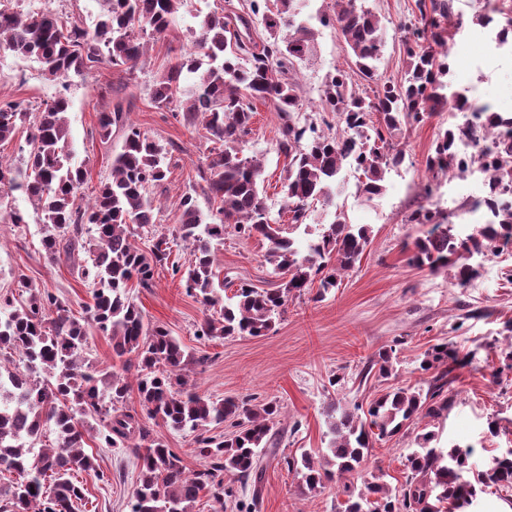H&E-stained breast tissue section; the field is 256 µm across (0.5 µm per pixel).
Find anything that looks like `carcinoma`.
Masks as SVG:
<instances>
[{"mask_svg": "<svg viewBox=\"0 0 512 512\" xmlns=\"http://www.w3.org/2000/svg\"><path fill=\"white\" fill-rule=\"evenodd\" d=\"M94 27L67 25L49 9L39 12L0 9V47L20 58L35 59L45 79L67 81L92 64L136 66L146 55L143 35L164 38L185 0H98ZM307 0H250V14L210 11L197 14L192 49L175 57L167 73L154 80L151 99L160 109L182 115L190 126L202 121L207 139L217 144L200 182L179 194V221L173 238L185 243L189 258L171 266L181 274L186 292L215 312L196 330L201 339L266 336L292 296H300L319 279L318 296L339 287L345 272L361 260L370 243V229L346 221L344 213L321 228L301 248L281 235L270 215L260 184L263 162L242 152L251 133L254 100L270 101L283 124L277 151L287 160L282 191L299 226L311 216V205L333 204L332 186L344 164L359 173V194H382L388 170L401 164L404 153L394 139L448 104L446 41L441 22H461L453 0H417L420 21L403 41L407 77L400 83L381 81L376 71L384 47L379 18L365 0H332L320 23L336 29L347 43L364 79L376 83L365 96L342 71L329 75L320 97L321 120L344 124L342 133H326L298 118L302 110L299 85L290 71L315 52V32L301 18ZM263 27L261 42L252 28ZM457 106L472 120L439 132L427 158L433 177L460 173L465 166L488 167V195L472 207L488 208V223L467 236L456 233L442 212L421 205L407 223L426 227L413 240L409 264L432 272L448 269L460 288L477 274L470 263L476 254L501 253L512 246V114L476 108L463 94ZM69 98L61 93L38 108L21 102L0 103V142L12 139L19 126L29 125L27 154L14 163L0 157V222L26 223L18 209L3 206L9 194L24 193L43 215L41 245L54 262L88 251L81 266L93 285V304L77 318L67 303L45 288L18 280L28 298L20 307L0 298V356L15 353L24 369L0 362V473L17 475L0 484V512H76L86 505L81 473L94 469L87 452L89 438L102 448H122L139 461L140 476L130 512H193L204 491L220 503L235 497V484L259 481L262 461L277 456L274 425L281 417L275 401L254 404L249 398L214 400L189 382L190 366L207 357L184 352L169 330L145 321L130 296L131 288H150L157 266L167 262L169 241L162 236L145 251L132 240L134 228L157 223L150 190L160 186L168 170V150L130 122L117 106L101 113L98 136L107 142L112 127L125 130L121 151L112 156L110 177L87 205L76 203L87 172L75 164L69 142ZM479 126L490 136L486 150L461 160L455 142ZM220 201L216 212L203 213L198 192ZM233 228L270 242L266 262L280 281L275 288L241 285L230 302L223 301L224 281L214 267V245ZM108 337L122 372L101 369L84 357L89 330ZM395 349H382L365 372L381 378L396 371ZM468 364L467 356L441 341L431 345L419 365L427 388L394 386L367 405L351 408L331 403L325 416L330 439L312 454L280 456L297 479L302 494L336 483L344 496L339 512H472L479 495L492 486L512 490V453L500 454L481 469L470 463L471 447L440 445L431 422L448 411L453 372ZM136 369L133 379L124 373ZM137 392L141 413L127 410ZM176 433L194 435V452L205 469L190 472L174 449L154 434L149 422ZM230 423L233 431L209 434L210 425ZM422 425L416 447L406 457L404 481L391 486L384 474L365 473L374 442L393 438ZM53 428L54 444L41 443ZM362 472L361 486L348 480Z\"/></svg>", "mask_w": 512, "mask_h": 512, "instance_id": "obj_1", "label": "carcinoma"}]
</instances>
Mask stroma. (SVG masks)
<instances>
[{
    "label": "stroma",
    "instance_id": "stroma-1",
    "mask_svg": "<svg viewBox=\"0 0 512 512\" xmlns=\"http://www.w3.org/2000/svg\"><path fill=\"white\" fill-rule=\"evenodd\" d=\"M417 0H368L378 15L386 46L378 62L381 79L403 82L406 61L402 32L398 25L417 10ZM225 8L239 13L249 10L248 0H187L178 13L168 37L150 42L143 64L133 69L102 62L73 77L70 85L45 80L41 65L0 48V101L15 100L34 106L58 93H65L70 138L76 162L82 163L87 181L78 197L88 203L112 168V156L123 145V132L116 129L109 142H101L94 130L98 116L115 102H122L130 120L161 143L172 146V160L164 188L154 197L163 199L155 224L138 229L136 241L149 249L158 236H169L178 218L177 195L198 180L200 167L210 154V142L203 127H190L169 110L154 106L149 87L155 77L168 69L180 53L191 46L196 11ZM454 9L465 19L463 33L469 38L466 55H450L448 81L451 90L463 91L479 85L497 99L502 111L512 110V53L490 54L480 48V24L472 22L470 0H454ZM345 71L363 91H371L354 65L343 37L330 28H318L316 52L300 68V96L308 119H315L321 90L327 75ZM447 110H438L424 122L396 138L405 153L399 168L387 176L383 195L365 199L356 192L357 175L343 169L336 195L348 223L371 229V241L359 263L347 272L339 288L318 297L316 290L289 300L287 310L275 328L262 337H234L203 340L196 329L204 307L187 295L179 278L170 270L155 271L152 288H134L130 294L147 321L165 326L193 355L208 356L209 362L193 368L190 378L201 392L217 397L254 398L263 403L277 401L282 417L276 426L281 447L288 454L304 448L315 452L326 447L324 410L336 401L350 407L367 403L389 386L424 383L418 371L419 356L432 344L445 339L473 353L471 365L459 371L449 388L453 407L436 420L442 445L471 446L472 463L484 468L491 456L512 448V371L504 367L505 322L512 321V278L506 277L494 256L479 265L476 287L455 285L449 272H430L410 266L407 249L419 231L408 223L412 210L430 203L447 214L450 223L471 222L469 188L438 185L431 198H423L424 185L432 175L426 161L434 149L439 129L447 127ZM282 120L270 102H257L253 132L243 146L245 155L264 162L263 195L272 216L278 217L284 233L301 240L317 234V223L300 228L290 224L281 191L286 160L277 152ZM9 202L27 215L24 228L0 223V295L22 303L26 298L17 286L19 278L48 289L65 299L73 313H81L92 302V285L84 281L77 264L48 262L41 250V217L28 198L14 193ZM270 243L263 237L227 231L215 248V268L228 283L225 295L240 285L275 287L277 280L265 257ZM386 346L395 348L396 374L390 379L365 373L370 358ZM499 422L497 435L487 431L489 419ZM416 430L389 440L375 442L368 470H382L388 483L403 480L405 457L414 447ZM101 471L110 483L95 474H81L88 489L86 512H129L128 500L139 467L135 458L115 448L99 447L89 440ZM259 512H336L342 497L336 485L303 495L297 481L278 464L264 459L258 484Z\"/></svg>",
    "mask_w": 512,
    "mask_h": 512
}]
</instances>
